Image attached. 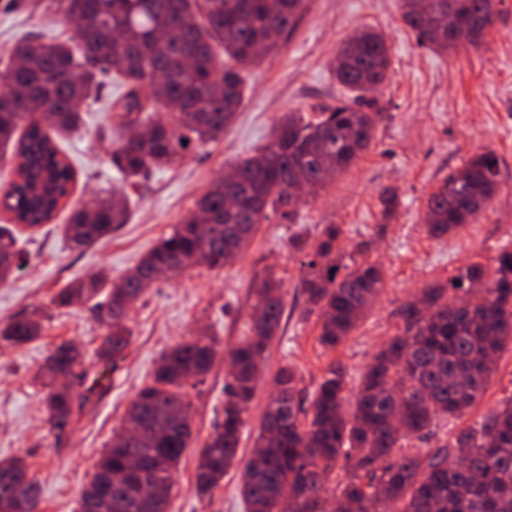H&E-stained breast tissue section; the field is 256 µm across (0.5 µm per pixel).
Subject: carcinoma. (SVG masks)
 Wrapping results in <instances>:
<instances>
[{"instance_id": "obj_1", "label": "carcinoma", "mask_w": 512, "mask_h": 512, "mask_svg": "<svg viewBox=\"0 0 512 512\" xmlns=\"http://www.w3.org/2000/svg\"><path fill=\"white\" fill-rule=\"evenodd\" d=\"M459 24L475 31L478 46L497 16L495 0H453ZM44 13L75 29L73 42L25 38L9 50L7 90L0 93V161L14 165L16 179L0 206L18 224L50 223L72 194L75 173L54 137L79 130L87 99L103 78H122L125 92L113 103L121 135L110 155L126 179L179 163L193 144L224 134L246 88L242 72L291 33L305 0H46ZM402 17L419 43L446 53L459 41L448 33V0H401ZM224 52L217 65L214 45ZM333 68L349 102L311 119L290 113L271 141L216 180L195 211L99 300L104 273L61 289L58 307L92 303L103 332L98 361L111 362L129 346V312L154 283L156 272L177 278L191 267H221L248 245L272 213L289 215L290 189L315 196L348 169L369 146L376 101L370 91L384 83L390 57L383 35L364 31L337 51ZM159 109L167 119L144 122ZM498 157L470 158L428 196L424 230L441 240L471 223L499 184ZM127 198L112 192L91 208L72 210L64 231L76 248L87 247L126 223ZM337 224L326 225L302 262L300 287L317 314L318 342L331 353L350 336L385 288L382 266L344 262ZM12 230L0 226V280L18 266ZM484 296L475 301L471 289ZM250 335L227 352L233 369L224 382V419L198 452L196 491L210 496L233 468L243 473L240 495L246 512H512V396L473 423H462L483 398L497 360L512 348V243L491 263L471 262L442 284L420 289L397 309L398 333L374 354L356 391H347L345 367L330 361L312 392L299 387L295 369L277 370L275 393L263 413L254 448L238 458L246 414L255 396L264 354L283 314V282L265 272L253 289ZM39 319L0 324V344L18 346L40 336ZM215 357L206 333L172 347L126 410L123 425L137 433L111 443L94 463L79 498V512H168L170 491L192 435L186 385L202 381ZM89 369L78 345L63 341L48 355L44 397L50 429L70 423L87 401ZM66 375V391L56 387ZM449 428L445 437L438 431ZM437 438L434 448L417 440ZM140 459L133 467L129 459ZM344 461L345 478L336 481ZM24 501L37 507L39 493L24 458L0 460V512Z\"/></svg>"}]
</instances>
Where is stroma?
Returning a JSON list of instances; mask_svg holds the SVG:
<instances>
[{
	"label": "stroma",
	"instance_id": "stroma-1",
	"mask_svg": "<svg viewBox=\"0 0 512 512\" xmlns=\"http://www.w3.org/2000/svg\"><path fill=\"white\" fill-rule=\"evenodd\" d=\"M33 0H0V51L25 33L71 36V28L32 11ZM498 17L480 47L463 45L445 54L420 46L402 19L400 0H308L295 30L279 49L245 71L247 91L233 123L217 140L192 146L175 168L154 171L130 195L127 224L102 242L71 249L60 227L70 210L94 201L102 191L122 188L110 163L112 113L104 101L121 92L107 80L103 101L86 108L83 128L62 137L77 169L76 188L53 223L34 230L18 226L23 260L0 283V321L40 310L38 339L19 347L0 345V460L24 457L40 487L39 512H78L79 492L95 461L119 430L129 403L149 383L164 350L203 331L217 340V355L202 385L190 392L192 437L176 474L168 512H245L240 475L230 472L211 498L195 489L197 451L224 418V353L249 333L251 290L265 269H274L286 291L280 329L266 352L262 378L247 414L240 456L253 448L272 377L293 365L302 387L315 389L329 359L340 361L349 387L380 344L398 326L396 308L419 288L447 281L457 269L488 261L512 241V0H496ZM382 33L390 50L383 86L374 94L379 116L374 137L360 158L326 190L303 199L291 218L273 216L259 226L247 249L221 268L198 266L178 279L156 282L131 312V344L116 363L96 358L102 331L89 304L56 308L51 299L75 280L106 269L119 280L194 210L210 182L235 162L265 145L274 124L289 112L315 116L342 104L346 91L330 65L340 45L355 32ZM494 152L501 176L493 198L472 224L437 242L422 222L428 195L471 157ZM392 188L397 205L381 214L379 193ZM342 229L340 246L382 264L386 288L374 308L334 354L318 343L316 318L302 319L305 298L298 286L303 253L288 241L302 234L316 242L325 225ZM77 343L90 372L88 401L65 432L50 430L39 375L55 344Z\"/></svg>",
	"mask_w": 512,
	"mask_h": 512
}]
</instances>
